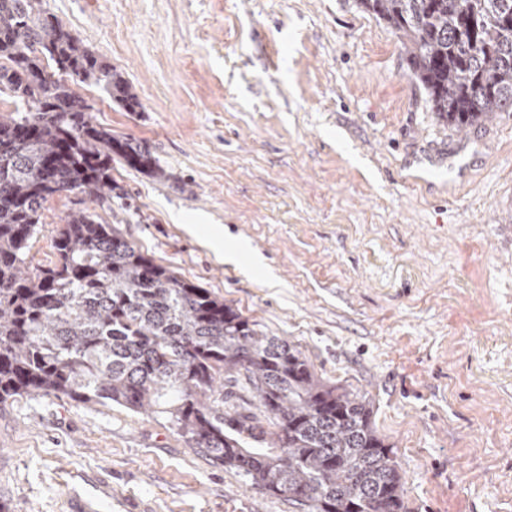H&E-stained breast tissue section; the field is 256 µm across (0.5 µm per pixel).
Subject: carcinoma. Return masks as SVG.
Returning <instances> with one entry per match:
<instances>
[{"label":"carcinoma","mask_w":512,"mask_h":512,"mask_svg":"<svg viewBox=\"0 0 512 512\" xmlns=\"http://www.w3.org/2000/svg\"><path fill=\"white\" fill-rule=\"evenodd\" d=\"M41 0H0V403L62 393L164 415L191 445L303 512H407L392 447L370 402L321 381L300 351L153 263L86 209L55 230V261L30 268L48 198L112 200V159L163 175L139 143L92 124L73 86L93 82L125 111L132 83ZM391 28L432 111L472 126L512 110V0H360ZM242 380L274 429L224 410Z\"/></svg>","instance_id":"carcinoma-1"}]
</instances>
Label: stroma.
Listing matches in <instances>:
<instances>
[{
  "mask_svg": "<svg viewBox=\"0 0 512 512\" xmlns=\"http://www.w3.org/2000/svg\"><path fill=\"white\" fill-rule=\"evenodd\" d=\"M135 86L92 121L150 150L116 160L96 213L154 263L367 397L408 512H512V111L440 121L391 29L359 0H41ZM261 259L225 262L214 234ZM299 512L164 417L63 395L0 404V512Z\"/></svg>",
  "mask_w": 512,
  "mask_h": 512,
  "instance_id": "stroma-1",
  "label": "stroma"
}]
</instances>
